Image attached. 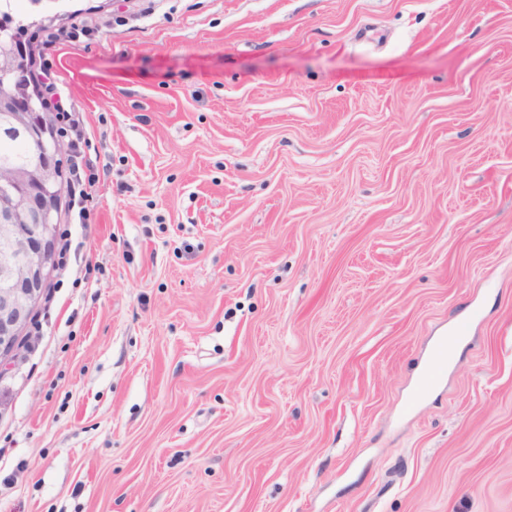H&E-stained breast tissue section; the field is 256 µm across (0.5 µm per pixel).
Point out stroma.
Wrapping results in <instances>:
<instances>
[{
    "mask_svg": "<svg viewBox=\"0 0 512 512\" xmlns=\"http://www.w3.org/2000/svg\"><path fill=\"white\" fill-rule=\"evenodd\" d=\"M26 19L96 165L0 367V512H512V0Z\"/></svg>",
    "mask_w": 512,
    "mask_h": 512,
    "instance_id": "1",
    "label": "stroma"
}]
</instances>
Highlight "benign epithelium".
Wrapping results in <instances>:
<instances>
[{"mask_svg": "<svg viewBox=\"0 0 512 512\" xmlns=\"http://www.w3.org/2000/svg\"><path fill=\"white\" fill-rule=\"evenodd\" d=\"M24 47L0 34V83L9 89L8 125L37 145L34 163L0 180V362L14 356L55 265L62 150L28 79Z\"/></svg>", "mask_w": 512, "mask_h": 512, "instance_id": "7a95c632", "label": "benign epithelium"}]
</instances>
